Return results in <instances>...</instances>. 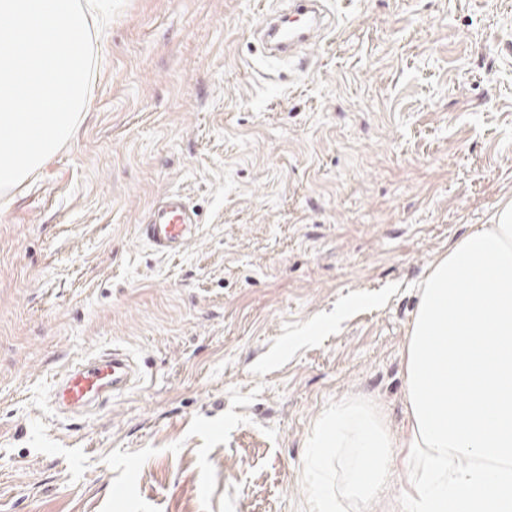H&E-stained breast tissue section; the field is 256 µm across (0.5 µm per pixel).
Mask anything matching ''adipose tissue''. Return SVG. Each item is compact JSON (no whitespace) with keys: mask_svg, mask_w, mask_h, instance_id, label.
Returning a JSON list of instances; mask_svg holds the SVG:
<instances>
[{"mask_svg":"<svg viewBox=\"0 0 512 512\" xmlns=\"http://www.w3.org/2000/svg\"><path fill=\"white\" fill-rule=\"evenodd\" d=\"M409 429L361 403L326 411L310 443L316 512H340L323 474L369 506L394 463L407 512H512V205L457 240L423 281L405 355Z\"/></svg>","mask_w":512,"mask_h":512,"instance_id":"obj_1","label":"adipose tissue"}]
</instances>
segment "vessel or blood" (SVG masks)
<instances>
[{"label":"vessel or blood","mask_w":512,"mask_h":512,"mask_svg":"<svg viewBox=\"0 0 512 512\" xmlns=\"http://www.w3.org/2000/svg\"><path fill=\"white\" fill-rule=\"evenodd\" d=\"M332 24L324 0H289L287 15H270L260 28L270 55L293 56ZM196 215L181 194L166 195L154 205L141 236L162 256L178 254L197 233ZM134 375L128 356L119 351L82 360L65 368L51 389V402L62 414L98 406L126 389Z\"/></svg>","instance_id":"b4317fda"}]
</instances>
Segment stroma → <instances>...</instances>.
I'll list each match as a JSON object with an SVG mask.
<instances>
[{
  "mask_svg": "<svg viewBox=\"0 0 512 512\" xmlns=\"http://www.w3.org/2000/svg\"><path fill=\"white\" fill-rule=\"evenodd\" d=\"M286 0H126L75 136L0 205V512H316L340 403L406 432L433 263L512 200V0H326L308 59L254 33ZM199 233L157 255L169 192ZM142 379L79 415L72 361ZM197 228L193 209L178 193L166 195L150 209L146 224H139L141 236L161 256L178 254Z\"/></svg>",
  "mask_w": 512,
  "mask_h": 512,
  "instance_id": "obj_1",
  "label": "stroma"
}]
</instances>
